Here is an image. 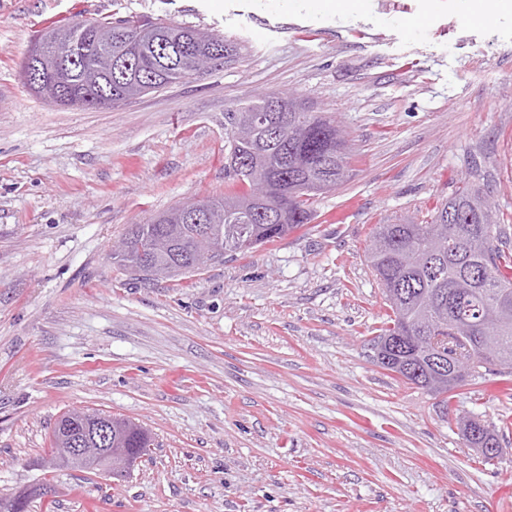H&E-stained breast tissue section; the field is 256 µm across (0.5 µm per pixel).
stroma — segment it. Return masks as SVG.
<instances>
[{"label":"stroma","mask_w":512,"mask_h":512,"mask_svg":"<svg viewBox=\"0 0 512 512\" xmlns=\"http://www.w3.org/2000/svg\"><path fill=\"white\" fill-rule=\"evenodd\" d=\"M66 0L71 19L162 18L221 34L223 68L98 109L29 92L47 0H0V495L30 512H504L512 375L436 398L377 363L389 312L365 261L378 224L423 219L464 181L512 239V15L440 0ZM297 93L332 115L352 175L309 224L185 279L112 262L129 224L220 195L224 113ZM120 414L152 436L130 473L39 461L56 421ZM494 427L482 459L457 417Z\"/></svg>","instance_id":"35a3bbf8"}]
</instances>
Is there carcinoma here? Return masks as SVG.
<instances>
[{"label": "carcinoma", "instance_id": "1", "mask_svg": "<svg viewBox=\"0 0 512 512\" xmlns=\"http://www.w3.org/2000/svg\"><path fill=\"white\" fill-rule=\"evenodd\" d=\"M56 34L69 38L71 48L65 73L41 66L39 82L29 87L38 98L60 107L85 109L115 105L195 76L193 58L212 54L216 69L232 49L224 37L163 19L109 21L77 20L43 32L37 44L47 46ZM277 94L239 100L224 112L228 126L227 169L236 187L222 196L191 202L204 223L217 226L224 238V254H246L276 242L309 223L314 194L298 190L301 182L318 177L334 158L333 185L346 180L349 167L335 120L318 112L300 113L296 122L270 113L259 139L242 124L261 111ZM270 152L265 174L268 207L265 212L241 208L248 200L257 174L254 160ZM158 213L129 225L124 238L135 249L156 246L151 266H138L132 254L116 262L145 279L164 275L174 265L189 278L201 270L195 254L203 241L195 224H162ZM367 260L382 288L388 316L376 336L377 360L403 380L433 395H446L488 375L512 373V252L500 242V226L492 205L480 188L465 182L426 220L381 224L373 235ZM461 313L471 323L459 335L468 343L476 369L451 370L448 359L412 348L409 337L434 332L448 312ZM97 415L81 410L65 413L58 423L70 433L92 436ZM123 428L113 435L112 447L139 458L152 444L140 424L119 418ZM473 448L502 447L499 431L475 418L460 422Z\"/></svg>", "mask_w": 512, "mask_h": 512}]
</instances>
